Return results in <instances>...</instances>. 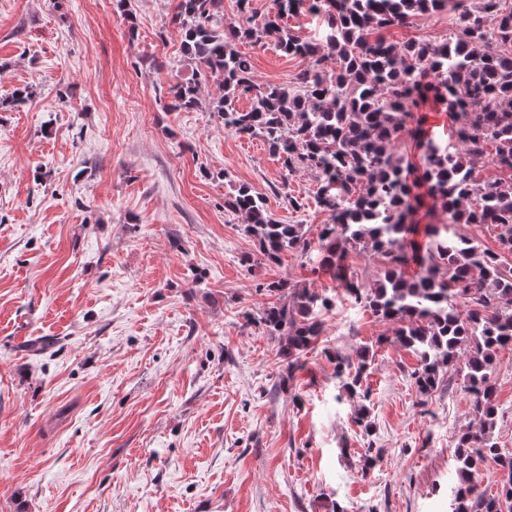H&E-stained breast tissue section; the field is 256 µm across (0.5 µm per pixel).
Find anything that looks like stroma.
I'll list each match as a JSON object with an SVG mask.
<instances>
[{"instance_id": "35a3bbf8", "label": "stroma", "mask_w": 512, "mask_h": 512, "mask_svg": "<svg viewBox=\"0 0 512 512\" xmlns=\"http://www.w3.org/2000/svg\"><path fill=\"white\" fill-rule=\"evenodd\" d=\"M175 5L0 0V512H448L457 437L476 424L461 374L419 396L392 323L300 252L262 260L225 196L249 185L315 228L316 178L208 107L168 110L195 69ZM456 19L388 36L438 40ZM239 49L261 82L301 68L270 40ZM279 279L336 296L292 373L280 338L246 321ZM38 337L53 348L26 352ZM365 346L369 439L333 361ZM495 380L494 435L512 449V347Z\"/></svg>"}]
</instances>
